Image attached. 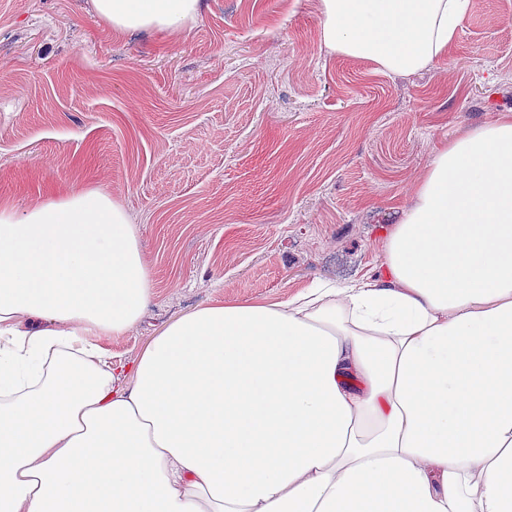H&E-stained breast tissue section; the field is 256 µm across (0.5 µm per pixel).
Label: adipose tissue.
Segmentation results:
<instances>
[{"mask_svg":"<svg viewBox=\"0 0 512 512\" xmlns=\"http://www.w3.org/2000/svg\"><path fill=\"white\" fill-rule=\"evenodd\" d=\"M319 2L328 52L398 75L469 5ZM94 8L178 33L202 2ZM150 292L105 191L0 202V512H512L511 113L435 150L378 277L206 306L114 363L97 337Z\"/></svg>","mask_w":512,"mask_h":512,"instance_id":"obj_1","label":"adipose tissue"}]
</instances>
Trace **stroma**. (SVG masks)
<instances>
[{
  "instance_id": "35a3bbf8",
  "label": "stroma",
  "mask_w": 512,
  "mask_h": 512,
  "mask_svg": "<svg viewBox=\"0 0 512 512\" xmlns=\"http://www.w3.org/2000/svg\"><path fill=\"white\" fill-rule=\"evenodd\" d=\"M203 2L173 34L0 0V201L97 187L128 214L151 294L100 338L116 362L199 307L377 275L435 146L512 111V0H470L407 76L328 52L319 0Z\"/></svg>"
}]
</instances>
